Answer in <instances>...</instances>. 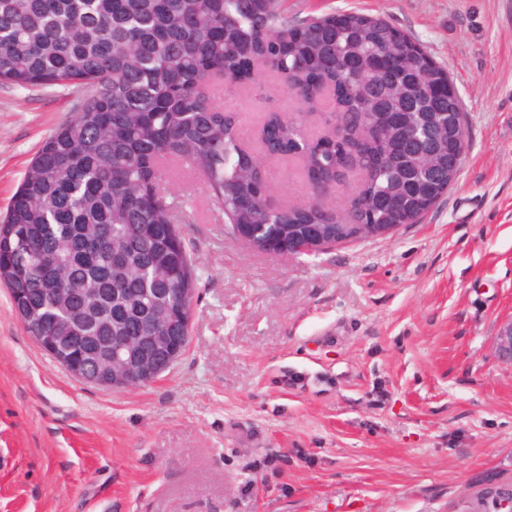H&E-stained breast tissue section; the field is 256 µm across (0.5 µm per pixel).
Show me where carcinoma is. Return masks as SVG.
Listing matches in <instances>:
<instances>
[{
	"label": "carcinoma",
	"mask_w": 512,
	"mask_h": 512,
	"mask_svg": "<svg viewBox=\"0 0 512 512\" xmlns=\"http://www.w3.org/2000/svg\"><path fill=\"white\" fill-rule=\"evenodd\" d=\"M394 60L371 80L355 63ZM272 69L315 111L323 90L336 100L344 139L313 140L302 112L270 113L267 153L302 154L309 182H336L354 151L363 181L351 207L336 213L309 196L272 206L273 176L244 153L237 113L215 103L249 72ZM448 79L421 45L380 16L360 12L291 19L282 0H0V82L20 88L63 86L88 97L49 135L3 218L0 284L31 336L45 323L81 316L80 294L100 290L112 326L126 336L158 327L188 335L161 306L196 288L195 265L175 218L179 190L164 178L172 164L192 170L224 223L253 224L262 243L273 233L301 237L310 224L349 238L356 224H416L448 191L463 158L442 155L420 168L411 127L435 121L465 136L460 102L441 101ZM501 492L475 497L472 512H497Z\"/></svg>",
	"instance_id": "1"
}]
</instances>
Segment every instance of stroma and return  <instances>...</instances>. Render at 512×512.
<instances>
[{"label":"stroma","mask_w":512,"mask_h":512,"mask_svg":"<svg viewBox=\"0 0 512 512\" xmlns=\"http://www.w3.org/2000/svg\"><path fill=\"white\" fill-rule=\"evenodd\" d=\"M362 12L445 68L464 113L456 182L417 224L282 257L230 234L177 176L196 267L189 344L156 381L73 377L0 287V512H460L512 476V0H284ZM217 101L252 129L297 96ZM84 92L0 82V215Z\"/></svg>","instance_id":"stroma-1"}]
</instances>
